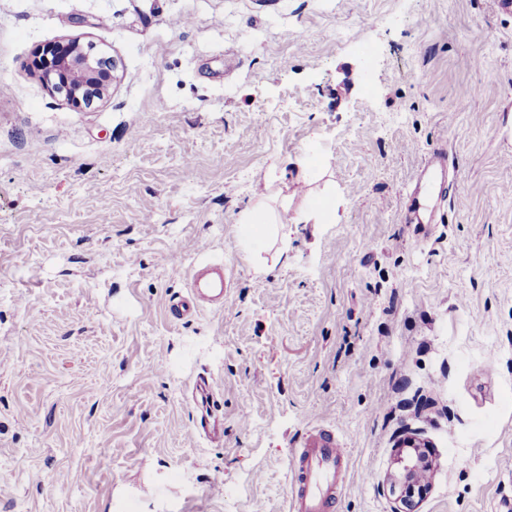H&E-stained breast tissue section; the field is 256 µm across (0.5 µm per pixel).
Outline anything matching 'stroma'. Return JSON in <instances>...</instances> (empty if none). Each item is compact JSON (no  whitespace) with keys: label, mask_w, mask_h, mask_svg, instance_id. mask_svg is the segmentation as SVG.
I'll use <instances>...</instances> for the list:
<instances>
[{"label":"stroma","mask_w":512,"mask_h":512,"mask_svg":"<svg viewBox=\"0 0 512 512\" xmlns=\"http://www.w3.org/2000/svg\"><path fill=\"white\" fill-rule=\"evenodd\" d=\"M64 39L116 63L81 110L31 66ZM510 153L495 0H0V512H288L319 429L338 512H394L413 434L417 512H512ZM299 180L287 240L244 238ZM212 263L230 302L173 321ZM447 171L448 164L445 153L439 149H434L421 167L418 177L420 180L424 178L430 180L440 179L441 183L444 184L447 178ZM195 390L201 399L202 403H205L206 411L200 416V423L202 425H210L211 427H204L203 431L210 438L212 442L223 443L224 442V429L220 425V420L215 413V400L214 395L208 388L207 380L199 379L195 384ZM208 409V410H207ZM212 419V422H211ZM398 448H410L413 453H410L408 460L401 457V463H405L403 466V482L404 492L402 491V504L403 509H395L394 512H414L413 498L415 494L419 496L425 491V484L422 483L420 475L426 470H429V466L426 465L425 458L420 453L419 448H424V443L416 437H407L400 442Z\"/></svg>","instance_id":"obj_1"}]
</instances>
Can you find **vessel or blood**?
<instances>
[{
    "label": "vessel or blood",
    "mask_w": 512,
    "mask_h": 512,
    "mask_svg": "<svg viewBox=\"0 0 512 512\" xmlns=\"http://www.w3.org/2000/svg\"><path fill=\"white\" fill-rule=\"evenodd\" d=\"M448 164L445 153L433 150L421 167L419 178L443 180L447 177ZM190 297L170 302L168 311L177 321L184 320L204 303L226 304L229 294L225 289L224 267L211 264L196 270L190 282ZM195 389L206 407L200 422L206 427L205 434L211 441L224 440V430L214 411V395L206 380H198ZM347 449L337 445L335 438L319 434L311 438L305 447L296 449L293 457L295 473L288 495L289 512H334L336 493L345 481Z\"/></svg>",
    "instance_id": "1"
}]
</instances>
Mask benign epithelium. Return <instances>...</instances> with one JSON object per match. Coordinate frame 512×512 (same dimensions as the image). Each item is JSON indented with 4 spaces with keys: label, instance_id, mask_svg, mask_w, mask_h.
<instances>
[{
    "label": "benign epithelium",
    "instance_id": "obj_1",
    "mask_svg": "<svg viewBox=\"0 0 512 512\" xmlns=\"http://www.w3.org/2000/svg\"><path fill=\"white\" fill-rule=\"evenodd\" d=\"M33 67L51 92L64 96L76 109L87 107L102 97L110 80L93 47L85 48L77 39L70 40L66 50L52 60L42 54L35 56ZM400 447L410 448L413 453L406 460L400 459L404 463L403 508L394 512H414V496L425 491L420 475L429 466L420 453V448L424 447L420 439L407 437L400 442Z\"/></svg>",
    "mask_w": 512,
    "mask_h": 512
}]
</instances>
